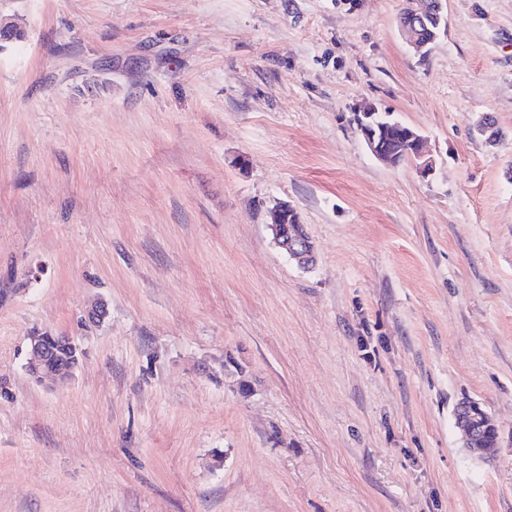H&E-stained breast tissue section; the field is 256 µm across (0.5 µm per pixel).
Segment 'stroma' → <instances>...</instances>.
<instances>
[{
  "label": "stroma",
  "instance_id": "1",
  "mask_svg": "<svg viewBox=\"0 0 512 512\" xmlns=\"http://www.w3.org/2000/svg\"><path fill=\"white\" fill-rule=\"evenodd\" d=\"M403 5L0 0V512H512V0H443L423 56ZM374 117V112L371 111H362L357 114L356 122L357 129L362 136L364 142L366 143L370 152L379 160L384 161L386 163H391V159L393 156V152H391L390 147L384 140L380 138L375 130V126L380 131H386L387 128L400 130L401 133L399 135V139L401 143L410 145L411 149H409V154L411 159L415 160L417 163V169L420 174L428 175L433 170V160L428 157L426 152L423 149L424 138L423 136L414 128L402 124L400 121H395L393 125L387 124L385 127H381L380 124L371 121ZM401 143L397 145V153L393 158V163H400L407 159V156L404 152H402ZM271 215L272 224H270V229L274 243L297 265L308 267L313 262L314 250L313 246L309 245V236L304 225L300 222L296 209L286 202H281L276 205ZM292 215H296L295 221L291 225V229H295V231L288 234V231H284L283 227L288 228V218ZM79 362L62 367L56 364L50 352L42 345L40 336L28 337L25 368L28 374L36 372L39 380L51 383H67L74 376ZM456 426L473 457L483 460L497 455L498 439L493 447H488L485 439L489 429L494 428L497 431L496 422L478 403L468 399L460 401Z\"/></svg>",
  "mask_w": 512,
  "mask_h": 512
}]
</instances>
